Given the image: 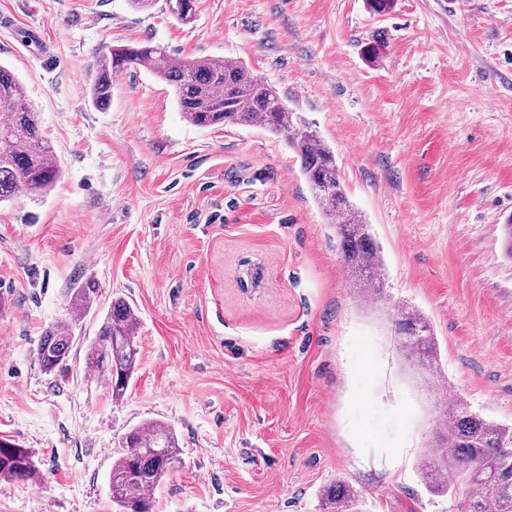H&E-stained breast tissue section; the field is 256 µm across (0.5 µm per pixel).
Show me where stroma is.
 <instances>
[{"label":"stroma","mask_w":512,"mask_h":512,"mask_svg":"<svg viewBox=\"0 0 512 512\" xmlns=\"http://www.w3.org/2000/svg\"><path fill=\"white\" fill-rule=\"evenodd\" d=\"M0 64L25 84L61 177L0 204V439L36 482L0 478V512H113L112 461L132 428L176 432L154 512H458L417 459L450 397L512 424V0H0ZM382 36L368 59L363 48ZM177 58L243 62L330 145L381 248L364 304L285 143L199 129L171 88L131 69L94 108L99 58L143 40ZM98 295L83 316L71 297ZM138 317L125 395L87 358L114 297ZM412 305L439 344L425 385L389 315ZM73 325L64 374L44 330ZM325 497L336 508V512L350 511L354 507L355 494L349 486L343 483L329 486L325 491Z\"/></svg>","instance_id":"obj_1"}]
</instances>
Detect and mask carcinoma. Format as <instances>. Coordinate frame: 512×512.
I'll list each match as a JSON object with an SVG mask.
<instances>
[{
  "label": "carcinoma",
  "mask_w": 512,
  "mask_h": 512,
  "mask_svg": "<svg viewBox=\"0 0 512 512\" xmlns=\"http://www.w3.org/2000/svg\"><path fill=\"white\" fill-rule=\"evenodd\" d=\"M166 4L182 23L195 16V0H166ZM131 68H144L172 86L183 118L198 128L257 126L283 137L299 159L300 172L326 223L336 229L342 261L353 272L358 296H376L383 256L369 224L346 195L336 155L309 124L288 109L272 83L239 62L210 57L177 59L160 45L141 41L117 46L100 59L89 86L91 104L108 106L112 75ZM59 176L53 148L42 133L24 84L0 64V204L21 188L45 192ZM96 293V283H85L75 290L72 308L85 312ZM390 320L406 360L433 373L438 346L429 319L416 308L402 307L390 314ZM136 325L134 309L118 296L112 299L91 343V359L98 364L108 362L107 378L115 399L124 396L137 369ZM75 341L66 323L46 328L37 347L43 370H68ZM436 442L445 452L426 451L418 463V473L429 492L444 495L452 486L461 485L460 512H512V427L480 418L459 398L449 410L448 424L437 431ZM178 461V438L167 424L153 421L132 429L112 462L109 478L118 512H153L152 493ZM34 473L30 452L1 439L0 476L28 481ZM325 497L337 512L353 509L355 494L343 483L328 487Z\"/></svg>",
  "instance_id": "1"
}]
</instances>
